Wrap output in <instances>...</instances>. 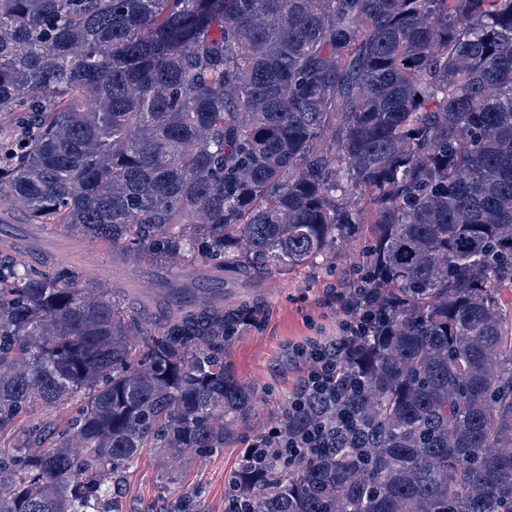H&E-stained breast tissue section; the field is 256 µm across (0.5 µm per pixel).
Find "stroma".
<instances>
[{"label":"stroma","mask_w":512,"mask_h":512,"mask_svg":"<svg viewBox=\"0 0 512 512\" xmlns=\"http://www.w3.org/2000/svg\"><path fill=\"white\" fill-rule=\"evenodd\" d=\"M41 246L59 260L85 268L91 277L112 276L100 243L77 239L64 226L43 238ZM351 263V254L340 250L328 258L274 268L271 286L252 284L249 300L258 313L227 338L224 360L239 381L254 387L253 411L241 424L236 441L224 451L194 458L180 471L169 472L157 453L147 451L121 486L124 512L156 510L185 490L199 492L204 512H226L228 474L251 439L281 416L300 385V372L288 359L289 345L339 335L347 313L339 297L338 278Z\"/></svg>","instance_id":"35a3bbf8"}]
</instances>
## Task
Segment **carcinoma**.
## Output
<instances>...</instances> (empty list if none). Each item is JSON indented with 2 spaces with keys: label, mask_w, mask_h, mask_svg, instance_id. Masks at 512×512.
<instances>
[{
  "label": "carcinoma",
  "mask_w": 512,
  "mask_h": 512,
  "mask_svg": "<svg viewBox=\"0 0 512 512\" xmlns=\"http://www.w3.org/2000/svg\"><path fill=\"white\" fill-rule=\"evenodd\" d=\"M0 203L160 264L125 308L0 240V512H123L143 449L252 411L224 277L363 242L332 448L279 444L241 512H512V0H0ZM163 512H202L181 492Z\"/></svg>",
  "instance_id": "1"
}]
</instances>
